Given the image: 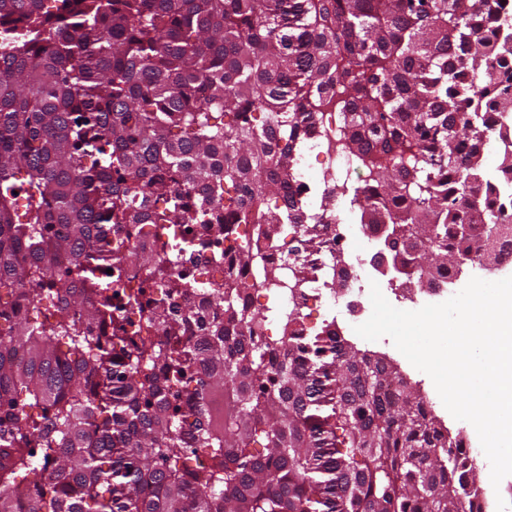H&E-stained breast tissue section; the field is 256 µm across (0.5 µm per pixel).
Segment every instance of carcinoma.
I'll list each match as a JSON object with an SVG mask.
<instances>
[{
	"instance_id": "obj_1",
	"label": "carcinoma",
	"mask_w": 512,
	"mask_h": 512,
	"mask_svg": "<svg viewBox=\"0 0 512 512\" xmlns=\"http://www.w3.org/2000/svg\"><path fill=\"white\" fill-rule=\"evenodd\" d=\"M329 112L368 179L304 222L297 162ZM508 112L512 0H0V512H483L462 438L393 360L248 303L282 273L238 225L326 247L347 200L406 288L498 263ZM114 224L155 228L128 252L149 273L168 225H224L227 288L183 318L159 298L165 343L93 334Z\"/></svg>"
}]
</instances>
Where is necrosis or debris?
I'll list each match as a JSON object with an SVG mask.
<instances>
[{"instance_id":"1","label":"necrosis or debris","mask_w":512,"mask_h":512,"mask_svg":"<svg viewBox=\"0 0 512 512\" xmlns=\"http://www.w3.org/2000/svg\"><path fill=\"white\" fill-rule=\"evenodd\" d=\"M348 165V160L337 152L335 141H316L308 146L306 156L300 157L298 162V184L307 207H314L323 195L334 193L336 169ZM325 230L335 243L333 256L338 260L336 267L325 270L326 277L332 280L328 291L317 295L306 288L293 294L284 288L275 293L259 291L252 295L253 304L274 300L303 313L315 307L338 306L357 319L372 309L371 283L383 284L384 296L394 295L390 283L396 278L395 272L378 270L365 256L368 247L383 246L384 230L349 223L341 207L327 213ZM212 234L213 227L209 224L175 225L172 244L160 263L161 272L152 277L123 263L113 266L112 314L134 341L158 342V335L147 328L146 320L154 299L166 293L169 279L178 276L186 280L183 290L171 296L173 310L179 316L200 300L204 289L223 284V263L217 262L212 252L199 247L200 242L211 239Z\"/></svg>"}]
</instances>
